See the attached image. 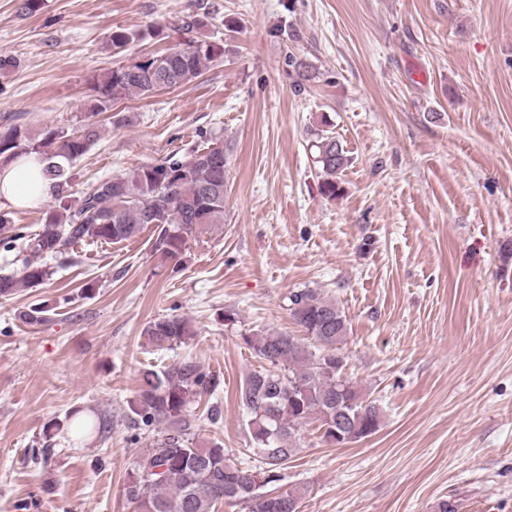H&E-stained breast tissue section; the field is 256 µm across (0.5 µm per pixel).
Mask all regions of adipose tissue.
Returning a JSON list of instances; mask_svg holds the SVG:
<instances>
[{"label":"adipose tissue","instance_id":"1","mask_svg":"<svg viewBox=\"0 0 512 512\" xmlns=\"http://www.w3.org/2000/svg\"><path fill=\"white\" fill-rule=\"evenodd\" d=\"M53 182L35 155H22L0 168V204L32 206L51 193Z\"/></svg>","mask_w":512,"mask_h":512}]
</instances>
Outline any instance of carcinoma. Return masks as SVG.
I'll return each instance as SVG.
<instances>
[{
    "mask_svg": "<svg viewBox=\"0 0 512 512\" xmlns=\"http://www.w3.org/2000/svg\"><path fill=\"white\" fill-rule=\"evenodd\" d=\"M217 55L213 44L187 40L162 52L161 67L153 54L99 73L92 80L96 109L102 112L129 96L147 98L186 85ZM96 136L92 123L77 135L57 129L32 135L16 125L0 132V165L20 153L38 155L59 200L45 212L30 244L33 257L23 262L20 277L0 276V296L44 284L48 272L38 258L45 254H62L85 241L113 244L137 237L147 211L156 224L154 250L174 260L189 240L224 223L228 155L218 158L217 165L207 164L199 155L210 151L209 146L182 159L171 157L131 174L101 179L76 203H69L63 193L72 180L70 162L84 155ZM316 148L321 191L334 198L341 191L337 176L347 166L348 155L333 136H320ZM288 310L311 343L285 333L242 334L261 362L246 375L239 394L250 434L249 452L257 457L254 466L195 432L190 406L215 394V374L190 358L143 371L128 408L135 421L161 429L163 439L127 472L123 492L136 512H215L220 503L244 504L248 512H296L306 488L288 489L272 498L264 493L281 481V470L299 453L312 413L322 415L323 441L336 430L338 415L363 439L378 430L379 405L368 400L357 383L322 367L328 357L341 352L348 334L339 304L318 288H303L289 294ZM144 336L150 345L172 350L188 344L195 331L188 319L172 315L149 322ZM106 427L107 419L99 415L82 418L76 425L82 435L101 434Z\"/></svg>",
    "mask_w": 512,
    "mask_h": 512,
    "instance_id": "cac0c4a2",
    "label": "carcinoma"
}]
</instances>
